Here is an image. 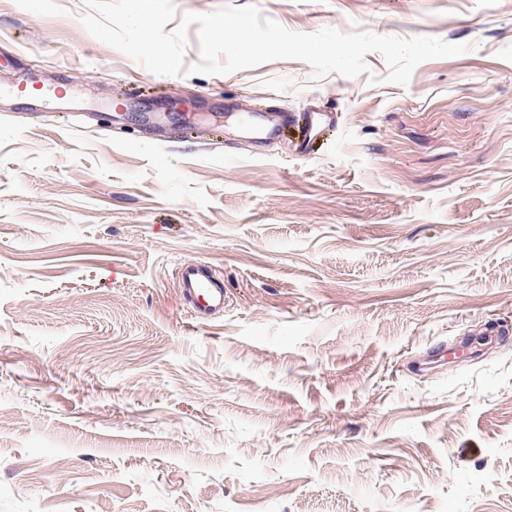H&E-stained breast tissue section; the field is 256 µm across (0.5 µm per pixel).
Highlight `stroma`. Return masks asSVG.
Here are the masks:
<instances>
[{"mask_svg":"<svg viewBox=\"0 0 512 512\" xmlns=\"http://www.w3.org/2000/svg\"><path fill=\"white\" fill-rule=\"evenodd\" d=\"M174 4L468 50L160 76L0 0V512H512V0ZM212 270L198 262H185L179 268V289L199 321L224 312V288L216 286Z\"/></svg>","mask_w":512,"mask_h":512,"instance_id":"1","label":"stroma"}]
</instances>
